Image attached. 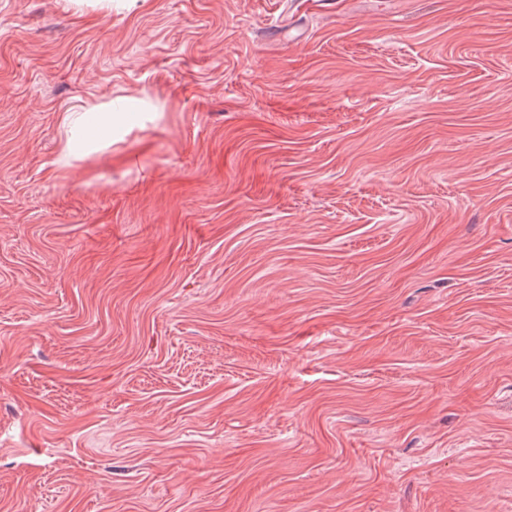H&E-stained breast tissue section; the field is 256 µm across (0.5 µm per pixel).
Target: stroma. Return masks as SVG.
Listing matches in <instances>:
<instances>
[{"label": "stroma", "instance_id": "stroma-1", "mask_svg": "<svg viewBox=\"0 0 512 512\" xmlns=\"http://www.w3.org/2000/svg\"><path fill=\"white\" fill-rule=\"evenodd\" d=\"M0 512H512V0H0Z\"/></svg>", "mask_w": 512, "mask_h": 512}]
</instances>
